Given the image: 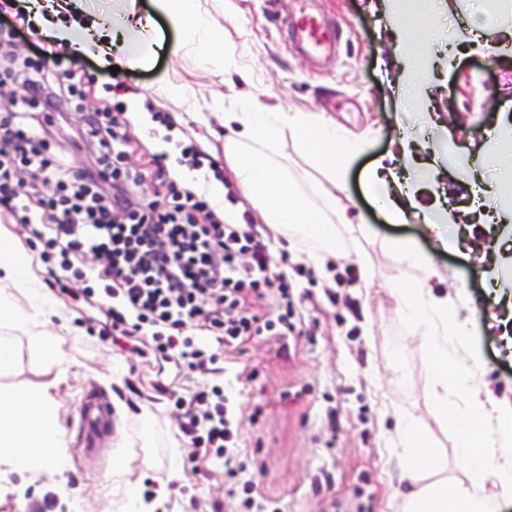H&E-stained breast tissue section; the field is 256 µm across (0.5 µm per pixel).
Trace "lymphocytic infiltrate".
Returning <instances> with one entry per match:
<instances>
[{
  "mask_svg": "<svg viewBox=\"0 0 512 512\" xmlns=\"http://www.w3.org/2000/svg\"><path fill=\"white\" fill-rule=\"evenodd\" d=\"M31 93L0 116V207L11 212L26 244L39 247L46 283L71 304L96 306L103 336L138 352L149 332L167 361L209 373L216 356L205 337L232 347L246 337L281 336L294 327L293 282L271 270L272 256L253 224H240L213 206L190 182L165 178L164 155L142 173L123 163L129 137L123 113L103 110L88 122L98 141L91 168L74 176L55 112L80 101L71 71L47 68L45 57L24 62ZM35 180L15 188L18 170ZM161 197L145 201V178ZM274 296L267 317L251 305ZM180 432L193 453L222 461L233 487L246 493V464L228 416L224 389L206 385L175 402Z\"/></svg>",
  "mask_w": 512,
  "mask_h": 512,
  "instance_id": "obj_1",
  "label": "lymphocytic infiltrate"
}]
</instances>
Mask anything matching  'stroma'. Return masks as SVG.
Listing matches in <instances>:
<instances>
[{"label": "stroma", "mask_w": 512, "mask_h": 512, "mask_svg": "<svg viewBox=\"0 0 512 512\" xmlns=\"http://www.w3.org/2000/svg\"><path fill=\"white\" fill-rule=\"evenodd\" d=\"M505 3L412 0L413 35L435 62L433 74L423 79L422 112L406 106L413 62L404 51L408 35L384 18L389 0H234L229 15L218 0H209L225 44L236 51L233 67L220 62L204 71L195 59L173 55L177 35L163 23L158 30L164 45L144 66L114 73L94 57L63 58L82 84V111H99L110 101L125 112L133 144L124 163L134 170L165 152L171 178L203 181V171L176 163L175 142L192 139L206 155L223 160L225 131L211 109L217 98L227 106L250 101L272 112L318 114L365 143L347 175L348 221L336 227L341 251L321 262L311 259L302 236L287 241L273 234L246 196L224 204L247 216L280 271L306 270L294 290L293 333L216 348L213 378L231 394L253 498L271 512H402L394 499L398 469L390 450L398 445L403 419L416 420L424 439L441 449L442 477L464 478L458 436L439 420L429 392L433 366L420 339L423 327L400 314L392 293L420 274L402 263L394 241L433 254L447 280L431 286L454 289L451 309L467 325L469 352L482 359V381L495 395L512 399V349L503 340L504 321L512 319V285L492 286L485 252L496 240L495 225L474 212L471 193L477 178L504 192L499 174L512 170V154L491 158L487 141L512 121V25L500 22ZM303 8L343 32L339 53L326 64L312 62L288 42L282 22ZM8 24L16 34L0 48L1 68L12 59L48 54L23 0H0V27ZM490 48L499 60L488 70L482 59ZM118 80L126 90L116 95L112 85ZM170 82L182 87L189 105L166 94ZM156 111L170 115L173 131L155 128ZM444 139L458 144L455 165L434 147ZM406 148L440 185H422L418 212L408 223L389 224L367 201L363 173L377 159L401 157ZM276 153L301 187L327 183L325 168L293 131L281 135ZM435 206L452 212L448 235L457 242L438 254L422 228L423 213ZM365 265L374 273L368 282L360 274ZM64 311L67 325L55 319L46 325L62 339V357L52 371L66 441L62 465L26 472L0 463V512H25L49 491L61 512H72L76 501L85 512H127L125 495L109 501L102 496L118 478L113 467L91 472L79 460L77 412L93 391L116 409L112 458L124 461L137 482L141 512H240L242 496L228 494L223 463L191 460L173 416L174 396H190L203 377L89 335V320L98 314L91 306Z\"/></svg>", "instance_id": "stroma-1"}]
</instances>
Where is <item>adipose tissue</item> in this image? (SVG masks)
Returning a JSON list of instances; mask_svg holds the SVG:
<instances>
[{"instance_id":"adipose-tissue-1","label":"adipose tissue","mask_w":512,"mask_h":512,"mask_svg":"<svg viewBox=\"0 0 512 512\" xmlns=\"http://www.w3.org/2000/svg\"><path fill=\"white\" fill-rule=\"evenodd\" d=\"M155 7L180 33L176 51L203 66L213 63L224 35L202 0H155ZM138 8V0H26L28 15L49 45L123 69L143 66L148 49L158 40L152 18ZM85 13L93 14L92 22H80ZM217 117L228 131L224 157L264 223L285 237L320 218L313 232L325 250H335L326 219L346 217L341 194L346 190L349 167L362 150L359 141L311 113L251 107L244 112L221 110ZM288 129L304 135L316 159L329 171L328 185L300 190L287 166L273 158L280 135ZM366 180L376 187L375 200L387 220L406 223L416 204L410 180L377 165L367 172ZM395 247L408 267L423 272L422 277L398 289L400 309L424 327L422 340L434 368L430 391L441 419L457 432V455L467 476L466 481L452 485L438 478L439 450L427 446L414 422L404 420L398 428L401 446L394 451L402 485L399 495L406 512H488L492 498L512 497V443L489 431L486 424H512V407L484 392L475 357H468L460 366L450 359L449 347L466 346L468 331L456 322L447 297L435 294L429 284L430 278L438 276V269L411 244L399 241ZM0 282L8 285L7 291L0 293V325L21 327L44 369H52L61 342L43 326L49 318H63L64 313L43 288L31 260L20 256L14 240L1 227ZM12 287L26 297L28 311L21 313L13 306L8 293ZM452 394L458 399L453 407L448 404ZM62 444L58 404L46 387H0V461L22 469L39 468Z\"/></svg>"}]
</instances>
